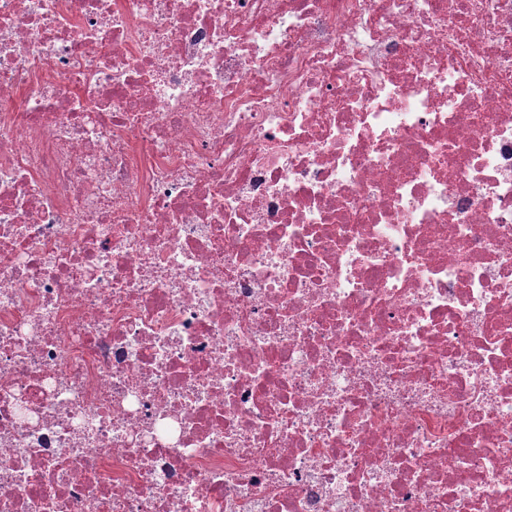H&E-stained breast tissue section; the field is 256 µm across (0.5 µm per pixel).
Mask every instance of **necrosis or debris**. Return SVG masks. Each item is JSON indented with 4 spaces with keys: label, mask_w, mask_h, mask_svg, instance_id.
Masks as SVG:
<instances>
[{
    "label": "necrosis or debris",
    "mask_w": 512,
    "mask_h": 512,
    "mask_svg": "<svg viewBox=\"0 0 512 512\" xmlns=\"http://www.w3.org/2000/svg\"><path fill=\"white\" fill-rule=\"evenodd\" d=\"M0 512H512V0H0Z\"/></svg>",
    "instance_id": "1"
}]
</instances>
